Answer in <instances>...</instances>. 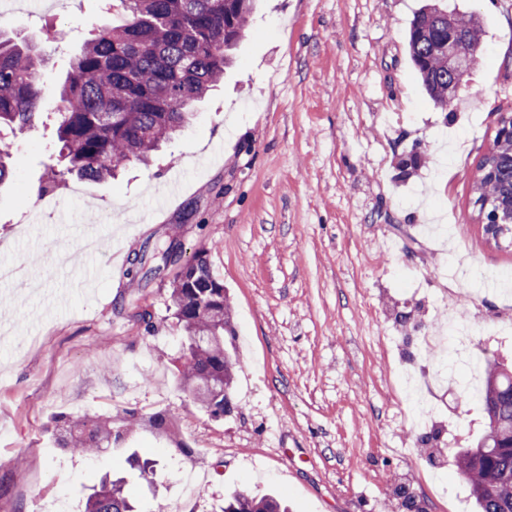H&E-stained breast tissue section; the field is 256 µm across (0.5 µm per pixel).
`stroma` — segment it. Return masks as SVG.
<instances>
[{
  "instance_id": "35a3bbf8",
  "label": "stroma",
  "mask_w": 512,
  "mask_h": 512,
  "mask_svg": "<svg viewBox=\"0 0 512 512\" xmlns=\"http://www.w3.org/2000/svg\"><path fill=\"white\" fill-rule=\"evenodd\" d=\"M20 10L0 23L47 56L43 121L0 134L13 176L0 184V512H82L103 475L123 477L137 512H220L233 491L282 497L290 512H475L457 454L486 426L458 399L468 361L424 353L428 327L464 331L478 360L512 366V243L487 240L473 179L512 113V0H448L475 14L482 51L453 111L434 105L407 30L425 0H257L220 86L150 167L108 182L66 177L53 210L36 189L54 160L57 87L97 28L102 0ZM55 27L58 43L45 42ZM182 179L166 193L171 172ZM93 233L86 293L70 255ZM207 250L233 303L236 410L204 413L177 382L184 332L177 266L133 284L130 260L157 246ZM467 297L449 312L447 294ZM149 310L152 328L137 321ZM433 402L413 428L403 383ZM174 418L173 434L150 416ZM136 417L121 442L82 455L57 447L53 419ZM151 460L143 479L131 459ZM207 472L197 498L186 471Z\"/></svg>"
}]
</instances>
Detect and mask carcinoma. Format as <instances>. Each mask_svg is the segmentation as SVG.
<instances>
[{
  "label": "carcinoma",
  "instance_id": "obj_1",
  "mask_svg": "<svg viewBox=\"0 0 512 512\" xmlns=\"http://www.w3.org/2000/svg\"><path fill=\"white\" fill-rule=\"evenodd\" d=\"M254 0H119V23L97 29L73 56L59 86L55 116L59 155L66 173L106 181L123 164H146L194 116L193 105L224 78L232 51L248 27ZM469 47V61L448 66V31ZM483 30L473 15L428 5L409 26L408 48L422 85L442 110L453 111L457 88L477 64ZM45 58L28 43L0 30V129L32 127L41 117L40 76ZM484 197L498 200L512 189V172L482 181ZM163 265H180L173 281L174 315L186 334L180 382L213 418L234 412L230 389L241 366L232 346V308L224 282L213 273L206 251L180 264L172 244ZM161 267L147 268L135 255L128 270L141 283ZM485 433L461 449L458 464L478 512H512V376L487 363L478 394ZM58 445L86 453L123 440L127 430L110 416H60L54 420ZM85 512H134L123 485L104 479L89 496ZM221 512H288L271 494L236 491Z\"/></svg>",
  "mask_w": 512,
  "mask_h": 512
}]
</instances>
